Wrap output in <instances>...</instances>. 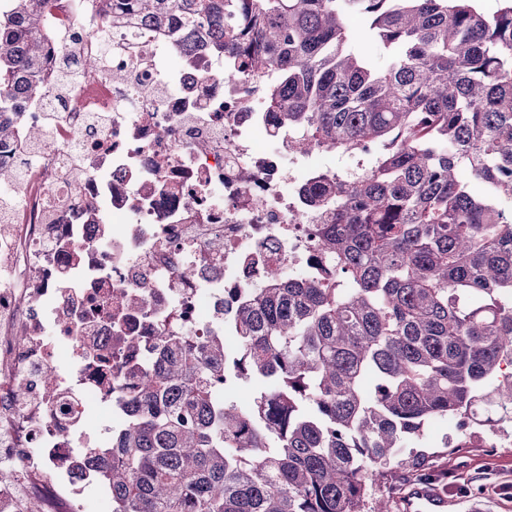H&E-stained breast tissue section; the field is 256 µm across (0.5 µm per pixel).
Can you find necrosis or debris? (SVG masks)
<instances>
[{
	"label": "necrosis or debris",
	"instance_id": "necrosis-or-debris-1",
	"mask_svg": "<svg viewBox=\"0 0 512 512\" xmlns=\"http://www.w3.org/2000/svg\"><path fill=\"white\" fill-rule=\"evenodd\" d=\"M50 2L76 79L61 93L45 70L0 141V169L23 183L0 236V512H112L92 406L110 405L120 429L159 337L223 335L268 265L315 275L323 215L295 197L317 165L287 150V126L222 60L165 70L167 33L103 26L101 0ZM36 129L28 159L20 141Z\"/></svg>",
	"mask_w": 512,
	"mask_h": 512
}]
</instances>
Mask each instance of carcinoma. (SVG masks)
Segmentation results:
<instances>
[{
    "mask_svg": "<svg viewBox=\"0 0 512 512\" xmlns=\"http://www.w3.org/2000/svg\"><path fill=\"white\" fill-rule=\"evenodd\" d=\"M8 2L0 113L40 94L52 40L47 0ZM102 2L118 28L180 19L183 55L264 84L289 150L362 162L302 190L326 275L270 268L233 351L161 337L100 467L112 512H391L368 498L417 467L427 420L465 428L444 448L512 430V0Z\"/></svg>",
    "mask_w": 512,
    "mask_h": 512,
    "instance_id": "obj_1",
    "label": "carcinoma"
}]
</instances>
